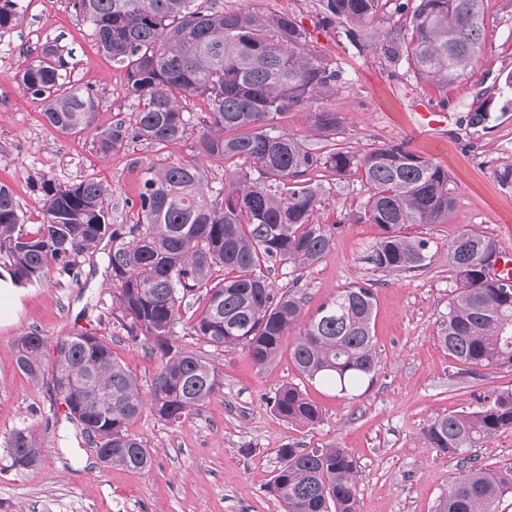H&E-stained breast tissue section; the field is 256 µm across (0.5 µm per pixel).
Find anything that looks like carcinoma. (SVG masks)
I'll use <instances>...</instances> for the list:
<instances>
[{"mask_svg":"<svg viewBox=\"0 0 512 512\" xmlns=\"http://www.w3.org/2000/svg\"><path fill=\"white\" fill-rule=\"evenodd\" d=\"M73 9L94 31L97 45L123 72L127 94L147 106L133 124L96 129L97 152L108 157L130 139L164 147L192 131L191 117L178 97L198 96L210 108L199 149L221 159L250 160L258 177L237 172L215 190L192 162L150 167L132 206L138 220L123 232L108 223L102 187L94 181L44 185L42 222L28 229L12 190L0 183V267L17 284L39 278L54 262L72 277L74 257L112 239L109 265L119 288L112 309L132 338L154 341L161 367L149 396L118 361L108 342L80 332L55 343L51 364L56 396L80 423L96 448L110 449L111 467L141 471L152 454L129 433L145 401L159 419L180 420L220 390L218 373L203 357L173 338L187 294L207 287V302L191 326L209 345L246 350L265 365L294 335L289 355L302 376L345 392L375 371L372 334L374 294L349 286L323 302L301 323L304 299L290 289L278 292L268 279L270 265L304 270L331 250L332 237L312 216L323 192L310 174L324 166L344 177L361 172L371 189L364 218L382 230L370 256L378 270L410 272L430 260L428 241L402 234L407 224H445L455 209L451 176L439 162L401 145L357 155L342 149L326 156L307 151L273 120L315 97L336 90L340 71L307 48V33L291 16L252 10L226 12L218 0L204 8L198 0H72ZM326 24L342 22L350 42H364L362 26L379 18L381 0H319ZM407 13L408 36L382 43L391 60L406 54L422 78L447 85L465 76L485 48L484 0H416ZM23 18L20 0H0V29ZM66 61L57 46H45L39 59L17 80L43 102L47 125L61 134L93 128L97 101L80 85L61 80ZM326 137L336 135L335 112L313 113ZM497 254L495 240L465 229L448 246V262L461 287L448 301L440 342L459 364L512 369V285L486 273ZM224 278L215 284V271ZM43 337L19 340L16 366L33 380L44 375ZM273 411L282 420L312 425L320 407L296 386L276 392ZM512 429V392L480 409L434 418L423 429L424 443L459 457L486 438ZM11 457L30 467L41 450L27 426L8 442ZM280 465L270 489L285 512H360L354 489L356 462L340 447L279 449ZM512 494V467L470 466L454 480L435 512H494L492 505Z\"/></svg>","mask_w":512,"mask_h":512,"instance_id":"carcinoma-1","label":"carcinoma"}]
</instances>
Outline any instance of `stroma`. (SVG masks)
I'll use <instances>...</instances> for the list:
<instances>
[{"label": "stroma", "instance_id": "stroma-1", "mask_svg": "<svg viewBox=\"0 0 512 512\" xmlns=\"http://www.w3.org/2000/svg\"><path fill=\"white\" fill-rule=\"evenodd\" d=\"M400 2L382 0V20L365 26L366 47L359 50L348 40L345 24L321 23L318 0H220L228 11L290 15L307 31L311 49L340 70L334 93L276 119L310 152L322 156L339 148L363 154L402 144L441 162L452 176L457 205L448 222L403 229L404 235L428 240V267L382 273L370 261L381 230L362 217L370 190L361 173L341 178L318 169L314 178L323 192L313 218L331 234L332 249L305 270L278 264L269 275L278 289H300L306 320L336 292L370 283L376 301L375 372L356 390L342 393L301 376L288 349L263 366L245 350H216L189 331L206 303L204 290H196L183 303L174 334L178 344L216 368L220 391L174 423L142 411L130 431L152 450L150 468L104 466L81 425L68 418L51 377L30 380L15 364L22 336L44 337L49 364L57 340L92 331L111 345L142 389H149L160 358L151 352V340L131 338L112 325V243L102 241L77 256L76 276L54 264L40 280L18 286L16 317L0 324V512H283L269 485L279 466L278 450L288 445L345 448L356 461L360 512H433L452 480L466 473L463 459L426 447L422 430L436 416L473 411L485 398L512 392V370L467 372L439 340L448 301L460 286L448 262L454 236L464 229L482 231L494 238L500 254H512V181L499 178L512 161V0H485V50L464 77L447 86L422 81L407 59L384 56L377 31L406 32ZM22 4V23L0 29V182L13 187L26 224L42 219L47 181L61 186L97 181L107 198L109 223L128 226L137 221L129 202L148 167L194 161L217 189L232 172L249 169L245 160H223L198 149L196 134L208 113L198 97L181 101L194 135L163 149L133 140L105 158L97 152L94 130L50 129L42 101L24 93L16 80L48 44L63 51L64 79L95 96L96 128L132 123L143 104L128 96L122 72L98 52L93 30L76 15L72 0ZM486 101L491 104L486 120L471 124ZM429 109L442 112L441 123H422L419 113ZM322 111L341 119L335 138L311 130L312 113ZM290 384L320 406V423L294 425L274 413L272 398ZM22 425L42 449L34 469L13 467L8 451L13 429ZM466 457L477 466H512V430L468 449Z\"/></svg>", "mask_w": 512, "mask_h": 512}]
</instances>
